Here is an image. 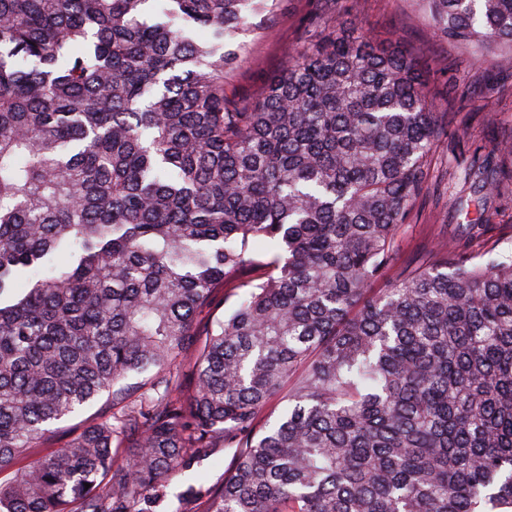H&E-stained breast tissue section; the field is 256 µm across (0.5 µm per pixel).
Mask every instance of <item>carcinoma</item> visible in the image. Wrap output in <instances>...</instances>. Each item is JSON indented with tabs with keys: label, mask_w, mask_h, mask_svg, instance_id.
<instances>
[{
	"label": "carcinoma",
	"mask_w": 512,
	"mask_h": 512,
	"mask_svg": "<svg viewBox=\"0 0 512 512\" xmlns=\"http://www.w3.org/2000/svg\"><path fill=\"white\" fill-rule=\"evenodd\" d=\"M279 2L0 0V470L121 405L0 512H146L219 443L177 512H512V253L445 245L372 288L442 116L416 57L336 21L229 100L225 45ZM424 2L512 60V0ZM464 178L512 194L479 156ZM120 405L112 407V396L104 393L93 404L87 405L80 411L66 418L65 420L51 426L54 433L46 439L36 444L35 448L31 449L29 457L25 460L18 462L13 468L5 469L0 472V481L7 482L13 475V470L44 457L57 448L62 447L66 441L76 432H79L84 427L92 424L103 412H118ZM231 449L213 448L212 455L186 471L182 476L175 478L168 488L167 500L155 509V512H173L178 506L174 495L182 486L194 483L198 480H205L210 483L216 482L224 476V469L230 462Z\"/></svg>",
	"instance_id": "obj_1"
}]
</instances>
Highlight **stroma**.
Returning a JSON list of instances; mask_svg holds the SVG:
<instances>
[{
	"label": "stroma",
	"instance_id": "stroma-1",
	"mask_svg": "<svg viewBox=\"0 0 512 512\" xmlns=\"http://www.w3.org/2000/svg\"><path fill=\"white\" fill-rule=\"evenodd\" d=\"M316 15L352 23L380 43L400 42L421 61L436 110L448 115L437 148L442 161L434 168L435 186L423 193L409 223L398 230L396 261L384 283L394 281L406 266L426 258L440 244L465 246L485 259L512 251V195L492 202L490 229L483 239L470 243L459 232L460 225L477 218L482 207L480 194L461 188V159L477 150L512 175V157L495 149L499 135L512 134V64L490 66L468 49L440 38L421 0H336L332 9L324 0H282L274 14L255 17L252 27L237 37L239 59L224 74L226 94L242 104L257 101L268 79L315 37L318 29L308 20ZM111 409V395H101L55 424L51 436L32 448L30 460L62 447ZM231 456V449H213L210 457L172 481L167 500L155 512H175V494L186 484L220 480Z\"/></svg>",
	"mask_w": 512,
	"mask_h": 512
}]
</instances>
